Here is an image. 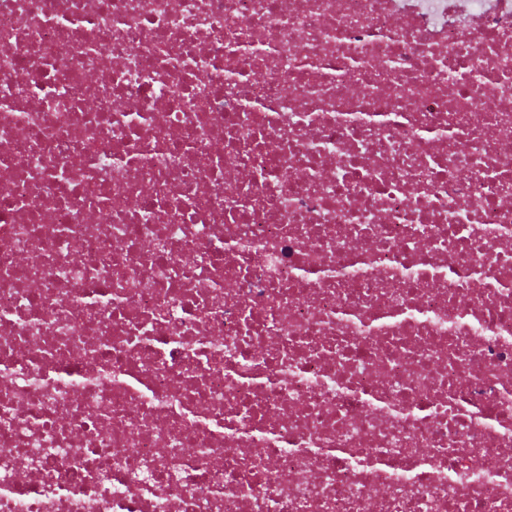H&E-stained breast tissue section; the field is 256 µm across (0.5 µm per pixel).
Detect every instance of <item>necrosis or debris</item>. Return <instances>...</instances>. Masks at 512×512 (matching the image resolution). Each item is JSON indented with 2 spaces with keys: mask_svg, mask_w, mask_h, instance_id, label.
I'll list each match as a JSON object with an SVG mask.
<instances>
[{
  "mask_svg": "<svg viewBox=\"0 0 512 512\" xmlns=\"http://www.w3.org/2000/svg\"><path fill=\"white\" fill-rule=\"evenodd\" d=\"M0 512H512V0H0Z\"/></svg>",
  "mask_w": 512,
  "mask_h": 512,
  "instance_id": "obj_1",
  "label": "necrosis or debris"
}]
</instances>
